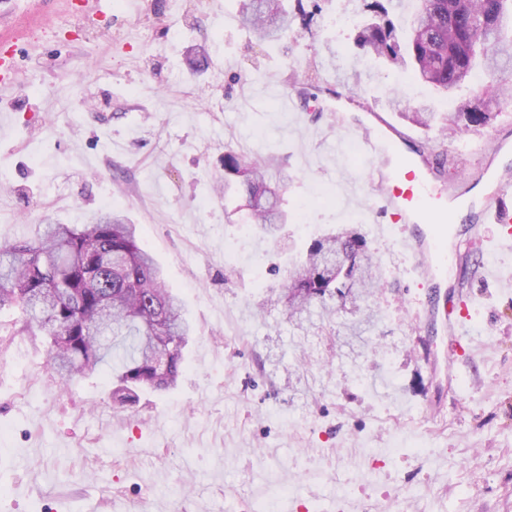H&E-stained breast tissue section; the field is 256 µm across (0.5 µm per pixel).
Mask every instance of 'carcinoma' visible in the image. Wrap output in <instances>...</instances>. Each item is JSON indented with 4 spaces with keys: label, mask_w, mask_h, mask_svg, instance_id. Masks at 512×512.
I'll return each instance as SVG.
<instances>
[{
    "label": "carcinoma",
    "mask_w": 512,
    "mask_h": 512,
    "mask_svg": "<svg viewBox=\"0 0 512 512\" xmlns=\"http://www.w3.org/2000/svg\"><path fill=\"white\" fill-rule=\"evenodd\" d=\"M410 29L399 32L383 0L366 4L374 16L358 27L364 54L403 68L442 98H454L475 72L490 76L512 65V0H419ZM240 23L259 40L288 35L294 15L285 0H245ZM401 119L430 129L429 104L400 109ZM490 106L459 104L440 129L463 133L489 125ZM288 172L274 156L224 151V187L245 197L253 230L275 238L286 223L280 190ZM381 280L366 235L345 228L313 240L270 287L288 319L315 303L368 295ZM19 307L23 331L47 342L49 367L65 383L110 362L112 399L135 401L138 392L166 391L185 368L184 349L193 327L182 300L165 285L154 258L138 245L136 228L112 212L81 228L45 224L35 240L0 244V310Z\"/></svg>",
    "instance_id": "1"
}]
</instances>
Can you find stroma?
I'll return each instance as SVG.
<instances>
[{"label":"stroma","mask_w":512,"mask_h":512,"mask_svg":"<svg viewBox=\"0 0 512 512\" xmlns=\"http://www.w3.org/2000/svg\"><path fill=\"white\" fill-rule=\"evenodd\" d=\"M303 6L274 42L249 37L239 0H112L90 29L53 4L21 21L19 83L0 97V240L121 213L196 333L176 388L119 408L108 366L60 389L43 336L0 310V512H512V223L482 225L462 270L460 388L431 409L427 285L402 225L380 227L375 162L336 146L340 119L381 114L413 135L408 152L432 147L463 210L492 187L481 155L512 130V98L477 134L417 128L390 100L430 90L358 56L354 26L334 23L366 21L363 0ZM282 76L298 111L263 90ZM228 147L287 168L280 238L249 231L225 191ZM349 180L366 185L358 202ZM348 226L366 234L379 288L288 320L268 290L285 259Z\"/></svg>","instance_id":"1"}]
</instances>
